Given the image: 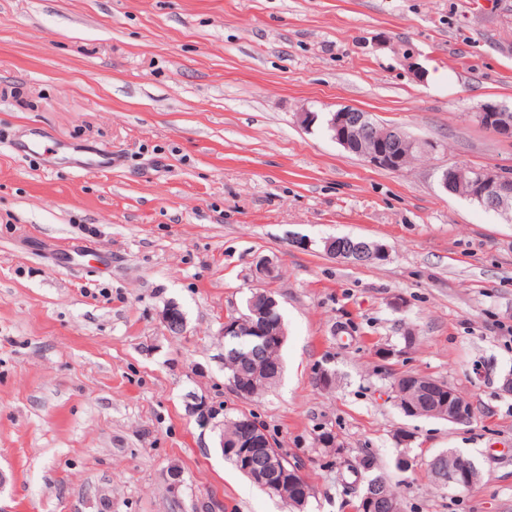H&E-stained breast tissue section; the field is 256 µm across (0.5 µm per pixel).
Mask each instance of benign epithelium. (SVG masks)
I'll list each match as a JSON object with an SVG mask.
<instances>
[{"label":"benign epithelium","instance_id":"obj_1","mask_svg":"<svg viewBox=\"0 0 512 512\" xmlns=\"http://www.w3.org/2000/svg\"><path fill=\"white\" fill-rule=\"evenodd\" d=\"M480 119L485 126L499 138L512 140V109L493 102L479 105ZM327 130L339 145L346 151L363 158L371 166L400 172L404 169V159L408 152L421 150L424 145L410 137L398 126H384L373 120L371 113L350 105L342 106L327 116ZM460 179H466L471 185V198L476 199L488 211L502 214L512 212V172L481 169L474 173L468 169L453 165L442 173L441 185L447 191ZM324 251L339 261L363 265L386 257L385 248L369 239L353 244L346 237H330L324 240ZM255 298L266 302L261 312L250 308V315L241 318L226 317L222 326L224 337H246L253 332H260L264 341H276L284 345L286 331L284 319H279L273 328L258 330L259 321L256 317H267L276 306L277 300L266 291H259ZM161 320L166 331L171 335H181L186 329V319L181 308L174 302L165 305L161 312ZM278 372V365L265 366L256 370L246 381L237 377L229 379L228 386L236 394L247 397L254 396L261 386ZM188 412L195 416L202 425H208L215 413L205 400L192 395L187 404ZM430 414L460 424L466 420L463 403L459 401L455 390L448 388L447 398L442 400ZM240 435L228 444L227 455L237 457L243 463V472L261 490L275 494H283L284 477L270 453L264 451L268 447L266 438L258 424L251 418L237 420ZM430 468L437 479L453 487H470L477 481V470L467 460L460 459L452 468L440 464V458L429 461ZM365 512H401L400 504L387 495L377 491L373 483H368L361 495Z\"/></svg>","mask_w":512,"mask_h":512}]
</instances>
